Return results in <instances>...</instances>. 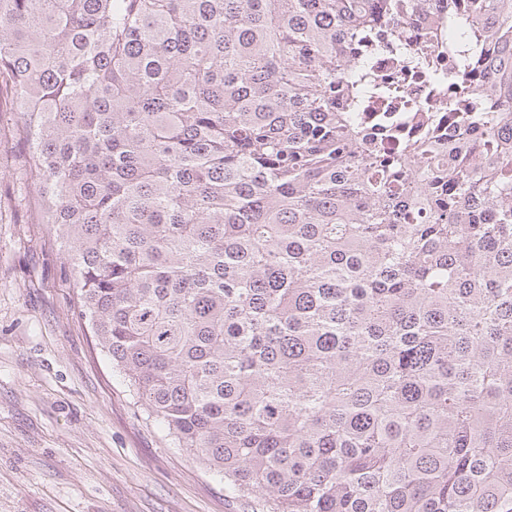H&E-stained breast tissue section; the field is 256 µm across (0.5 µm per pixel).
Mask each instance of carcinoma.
Returning a JSON list of instances; mask_svg holds the SVG:
<instances>
[{
	"instance_id": "obj_1",
	"label": "carcinoma",
	"mask_w": 512,
	"mask_h": 512,
	"mask_svg": "<svg viewBox=\"0 0 512 512\" xmlns=\"http://www.w3.org/2000/svg\"><path fill=\"white\" fill-rule=\"evenodd\" d=\"M0 0V104L79 316L269 512H512V0ZM453 112L386 147L381 50Z\"/></svg>"
}]
</instances>
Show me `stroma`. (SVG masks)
<instances>
[{
  "instance_id": "stroma-1",
  "label": "stroma",
  "mask_w": 512,
  "mask_h": 512,
  "mask_svg": "<svg viewBox=\"0 0 512 512\" xmlns=\"http://www.w3.org/2000/svg\"><path fill=\"white\" fill-rule=\"evenodd\" d=\"M0 112V512H262L147 419L80 319L68 248Z\"/></svg>"
}]
</instances>
